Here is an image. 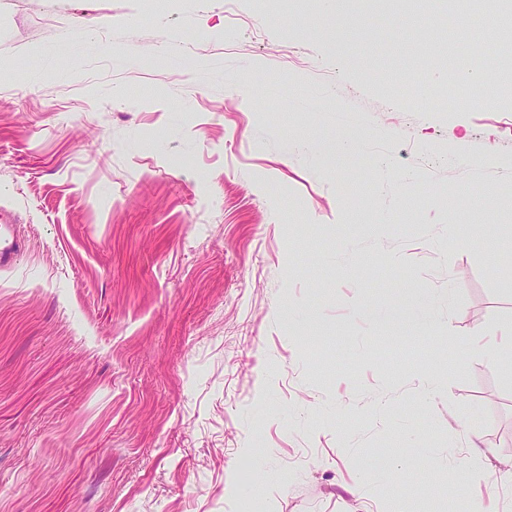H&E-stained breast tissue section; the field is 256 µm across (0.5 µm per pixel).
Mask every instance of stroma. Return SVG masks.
Listing matches in <instances>:
<instances>
[{
    "mask_svg": "<svg viewBox=\"0 0 512 512\" xmlns=\"http://www.w3.org/2000/svg\"><path fill=\"white\" fill-rule=\"evenodd\" d=\"M225 2L0 0V512H512V87ZM511 72L498 70L495 68L485 69L471 78L473 95L472 102L483 107H494L499 100L500 89L504 86L506 78ZM0 225V269L7 270L13 267L20 258L23 250V242L13 229V221L10 217L1 212Z\"/></svg>",
    "mask_w": 512,
    "mask_h": 512,
    "instance_id": "1",
    "label": "stroma"
}]
</instances>
